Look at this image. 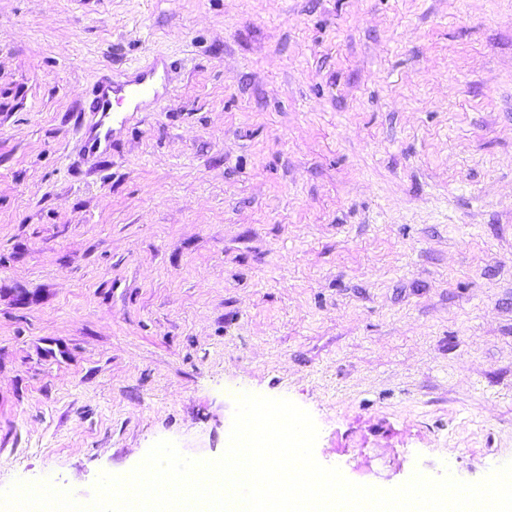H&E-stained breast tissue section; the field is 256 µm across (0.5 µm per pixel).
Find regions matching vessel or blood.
Listing matches in <instances>:
<instances>
[{"label":"vessel or blood","instance_id":"obj_1","mask_svg":"<svg viewBox=\"0 0 512 512\" xmlns=\"http://www.w3.org/2000/svg\"><path fill=\"white\" fill-rule=\"evenodd\" d=\"M156 92L154 73L150 70L142 73L132 84L108 82L98 85L93 92L91 107L94 120L84 131L85 152L95 154L100 152L102 146L110 144L112 126L120 120L117 112L119 105L142 100Z\"/></svg>","mask_w":512,"mask_h":512}]
</instances>
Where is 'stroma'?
Returning a JSON list of instances; mask_svg holds the SVG:
<instances>
[{"instance_id":"stroma-1","label":"stroma","mask_w":512,"mask_h":512,"mask_svg":"<svg viewBox=\"0 0 512 512\" xmlns=\"http://www.w3.org/2000/svg\"><path fill=\"white\" fill-rule=\"evenodd\" d=\"M243 392L355 483L512 461V0H0V490L218 459ZM155 70H149L133 84H113L112 81L100 84L93 92L91 112L94 121L87 126L83 124V113L79 112L81 128H84L83 148L85 152L104 153L111 145L112 125L118 123L120 115L116 106L136 102L150 95L158 97L154 80ZM102 143L106 146L102 147Z\"/></svg>"}]
</instances>
